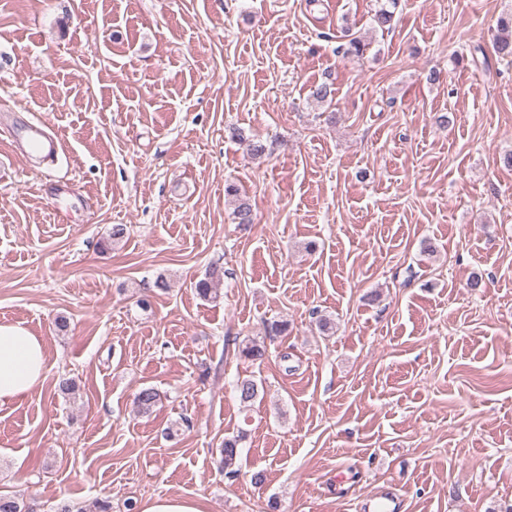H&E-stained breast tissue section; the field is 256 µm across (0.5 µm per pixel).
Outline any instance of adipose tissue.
<instances>
[{
  "label": "adipose tissue",
  "instance_id": "obj_1",
  "mask_svg": "<svg viewBox=\"0 0 512 512\" xmlns=\"http://www.w3.org/2000/svg\"><path fill=\"white\" fill-rule=\"evenodd\" d=\"M42 340L18 323H0V405L26 398L45 379Z\"/></svg>",
  "mask_w": 512,
  "mask_h": 512
}]
</instances>
